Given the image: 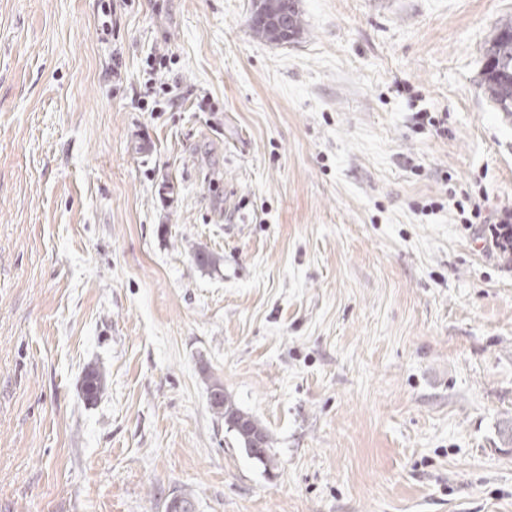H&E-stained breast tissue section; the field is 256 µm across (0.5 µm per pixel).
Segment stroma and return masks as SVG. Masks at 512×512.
<instances>
[{
	"instance_id": "1",
	"label": "stroma",
	"mask_w": 512,
	"mask_h": 512,
	"mask_svg": "<svg viewBox=\"0 0 512 512\" xmlns=\"http://www.w3.org/2000/svg\"><path fill=\"white\" fill-rule=\"evenodd\" d=\"M102 2L0 0V512H512V0ZM294 1L295 0H285L281 11L277 10L276 12L269 14L265 11L260 0H253L252 10L250 13L251 22L254 24L262 23L263 25L273 26L278 31H286L289 24L288 31L290 34H288V39L286 36H283V42H281L288 43V41H291L296 37L298 38V36H300L304 31L302 13L300 9H293L295 6ZM292 9L293 11L290 16V11ZM500 56L512 58V21L499 24L496 33L485 49L486 62L482 73L485 93L497 105L501 112L512 115V69L508 74L500 73L497 60ZM460 199L453 205L464 216L467 212L470 216L463 217L467 229L475 230L494 252L505 267L512 264V209L501 208L486 214L485 203L476 200L468 191H460ZM81 387L84 400L90 404L96 403L105 390L103 373L97 367H88ZM214 392L220 393L221 397L219 400H211V394ZM208 400L213 414L223 419L224 425L227 426V423H236L240 419H244L243 433L235 429H230V431L234 432L240 448H244L248 456L264 466L271 465L273 463V459L269 454L271 437L266 429L256 419L243 412L237 406L232 396L224 390V386L221 383L215 382L212 385ZM227 429L229 430L228 426ZM251 437H259L263 441L264 447L261 448V444L256 441L254 443V448L256 449L251 448Z\"/></svg>"
}]
</instances>
